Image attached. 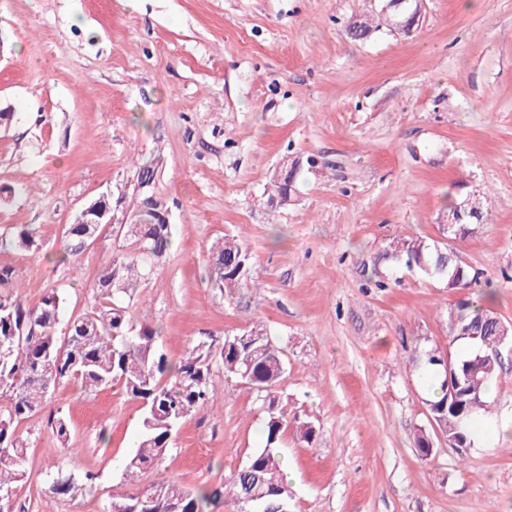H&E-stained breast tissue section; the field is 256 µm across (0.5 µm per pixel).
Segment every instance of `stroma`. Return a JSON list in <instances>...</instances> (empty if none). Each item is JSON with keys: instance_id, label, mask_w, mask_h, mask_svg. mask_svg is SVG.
Instances as JSON below:
<instances>
[{"instance_id": "obj_1", "label": "stroma", "mask_w": 512, "mask_h": 512, "mask_svg": "<svg viewBox=\"0 0 512 512\" xmlns=\"http://www.w3.org/2000/svg\"><path fill=\"white\" fill-rule=\"evenodd\" d=\"M378 0H0V234L36 228L38 252H0L27 306L50 290L66 316L89 310L103 267L128 250L104 224L63 260L66 226L107 194L116 216L138 193L136 167L161 158L151 188L171 208L172 247L134 294L178 361L187 346L263 327L287 370L279 448L288 512H512V355L488 400L492 418L458 450L443 434L422 457L430 384L416 360L448 349V309L494 287L512 324V0H425L411 34L349 22ZM296 164L288 205L269 201ZM483 197L487 218L446 241L449 199ZM240 239L258 285L213 287L212 243ZM448 246L480 281L467 290L376 264L395 237ZM214 408L189 416L140 485L228 482L263 443L260 393L214 369ZM142 404L115 386L65 384L17 427L27 475L14 512H103L137 442ZM63 417L68 442L51 421ZM93 472L82 492H52L58 469Z\"/></svg>"}]
</instances>
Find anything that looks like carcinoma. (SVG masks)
<instances>
[{"label": "carcinoma", "mask_w": 512, "mask_h": 512, "mask_svg": "<svg viewBox=\"0 0 512 512\" xmlns=\"http://www.w3.org/2000/svg\"><path fill=\"white\" fill-rule=\"evenodd\" d=\"M153 197L141 213V223L125 224L131 249L113 259L98 279L99 301L86 313L66 322L64 336H57L64 298L51 290L34 306L10 290L19 278L18 271L0 266V512H14L13 484L26 477L27 448L17 434L18 424L39 413L48 395L57 385L76 382L86 391L121 386L143 403L142 428L135 455L124 466V479L138 481L144 469L158 462L166 452L172 432L194 412L214 404L210 378L213 367L222 366L228 376L239 378L255 387L268 400L263 446L255 449L245 464L232 476L229 484L189 490L172 480L139 486L135 492L112 496L103 512H131L130 507L144 496L152 500L151 512H211V507L230 500L243 512H267L274 506H288L289 486L284 478L278 445L288 429L287 413L278 408L275 388L285 373L286 363L266 330H250L224 337L217 345L199 340L173 363L158 351V329L146 321L133 320L125 298L132 297L139 283L154 272V262L167 254L172 245L171 225L154 223L156 207H169L166 199L144 189L137 197ZM454 224L453 239L472 233L471 208L463 209L460 201L447 206ZM80 216L68 224L67 254L76 257L88 246L83 237L85 225ZM42 243L35 230L21 226L10 235H0V251H39ZM379 259L401 263L429 277L448 281V288L468 285L467 269L455 271L457 261L447 249H437L422 238L396 237L389 241ZM210 277L224 278L228 292H238L254 285L252 275H243L240 264L252 268V255L234 237L218 240L210 250ZM494 298L488 288L478 298L466 296L448 309V321L475 328L476 339L452 336L448 346L461 344L465 349L449 351L465 396L453 405L448 402L447 379L430 403L435 423L446 437L471 444V427L491 416L487 390L495 381L502 361L498 320L484 300ZM414 443L421 455L428 457L434 447L432 434L419 428ZM78 487L74 474L59 470L52 478V491L70 495Z\"/></svg>", "instance_id": "cac0c4a2"}]
</instances>
